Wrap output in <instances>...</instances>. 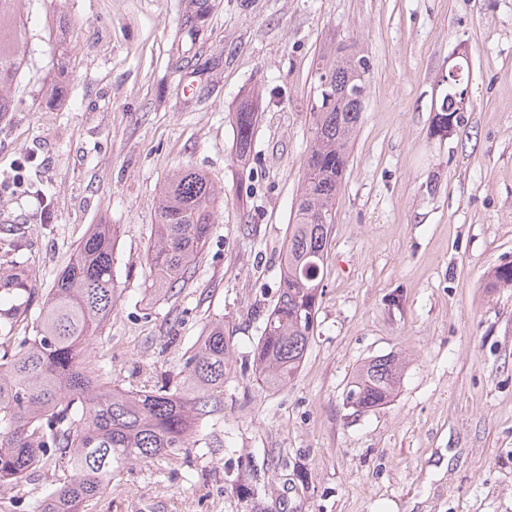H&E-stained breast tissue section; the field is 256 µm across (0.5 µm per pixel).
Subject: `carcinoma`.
I'll return each instance as SVG.
<instances>
[{"label": "carcinoma", "instance_id": "carcinoma-1", "mask_svg": "<svg viewBox=\"0 0 512 512\" xmlns=\"http://www.w3.org/2000/svg\"><path fill=\"white\" fill-rule=\"evenodd\" d=\"M21 0H0V115L14 110L10 89L27 49L20 25ZM444 95L435 121L459 125L456 95L469 86L465 57ZM369 65L354 45L339 42L316 60L318 78L310 106L313 134L279 296L268 311L254 349L253 366L270 388L288 384L301 367L314 334L324 267L340 191L367 94ZM236 151L251 153L255 113H235ZM221 191L190 168L175 170L161 190L155 238L147 261L159 288H174L201 254L214 223ZM115 227L95 224L57 273L33 319V336H16L15 323L31 311L36 294L22 273L0 272V495L27 474L58 468L68 476L32 505V512H82L104 492L112 474L132 460L174 455L190 446L200 421L217 411L224 394L229 342L224 322L208 324L184 362L181 387L130 389L86 361L87 345L112 316ZM512 286V263L492 272L490 288ZM405 362L383 355L361 364L346 402L362 410L384 405L399 386Z\"/></svg>", "mask_w": 512, "mask_h": 512}]
</instances>
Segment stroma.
<instances>
[{
	"label": "stroma",
	"mask_w": 512,
	"mask_h": 512,
	"mask_svg": "<svg viewBox=\"0 0 512 512\" xmlns=\"http://www.w3.org/2000/svg\"><path fill=\"white\" fill-rule=\"evenodd\" d=\"M27 54L0 114V269L36 301L96 224L116 227L118 300L86 358L124 387L181 383L223 319L216 413L179 454L136 462L83 512H512V0H24ZM366 55L314 335L288 384L252 351L274 305L311 139L322 49ZM466 54L469 110L438 132ZM256 112L236 155L235 112ZM223 192L191 275L156 292L146 253L171 172ZM395 354L393 400L348 407L356 368ZM60 470L22 478L30 512Z\"/></svg>",
	"instance_id": "obj_1"
}]
</instances>
